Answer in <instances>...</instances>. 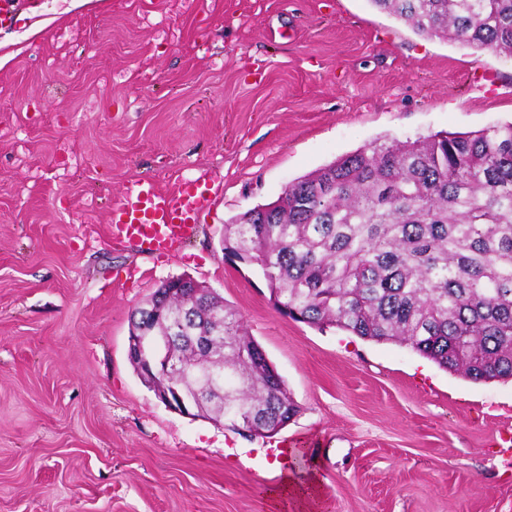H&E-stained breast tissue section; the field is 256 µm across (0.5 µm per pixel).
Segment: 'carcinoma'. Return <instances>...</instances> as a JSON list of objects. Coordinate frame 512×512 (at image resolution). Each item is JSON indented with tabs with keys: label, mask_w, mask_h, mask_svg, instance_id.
<instances>
[{
	"label": "carcinoma",
	"mask_w": 512,
	"mask_h": 512,
	"mask_svg": "<svg viewBox=\"0 0 512 512\" xmlns=\"http://www.w3.org/2000/svg\"><path fill=\"white\" fill-rule=\"evenodd\" d=\"M422 35L512 55V0H370ZM224 261L258 268L276 310L318 328L407 346L474 381L512 380V122L374 143L298 178L225 225ZM184 312L131 322L149 336ZM180 383L205 374L224 420L282 425L284 382L223 298L201 295L172 346Z\"/></svg>",
	"instance_id": "obj_1"
}]
</instances>
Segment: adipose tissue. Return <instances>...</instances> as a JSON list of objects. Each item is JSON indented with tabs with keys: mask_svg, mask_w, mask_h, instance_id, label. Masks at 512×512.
<instances>
[{
	"mask_svg": "<svg viewBox=\"0 0 512 512\" xmlns=\"http://www.w3.org/2000/svg\"><path fill=\"white\" fill-rule=\"evenodd\" d=\"M273 469L279 481L267 495L276 512H322V482L317 470L298 471L288 455L274 461Z\"/></svg>",
	"mask_w": 512,
	"mask_h": 512,
	"instance_id": "obj_1",
	"label": "adipose tissue"
}]
</instances>
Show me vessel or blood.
Instances as JSON below:
<instances>
[{
  "label": "vessel or blood",
  "mask_w": 512,
  "mask_h": 512,
  "mask_svg": "<svg viewBox=\"0 0 512 512\" xmlns=\"http://www.w3.org/2000/svg\"><path fill=\"white\" fill-rule=\"evenodd\" d=\"M209 203V196L192 183L160 192L141 182L113 204L110 234L139 251L162 254L195 238L197 216Z\"/></svg>",
  "instance_id": "obj_1"
}]
</instances>
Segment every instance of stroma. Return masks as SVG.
<instances>
[{
    "label": "stroma",
    "mask_w": 512,
    "mask_h": 512,
    "mask_svg": "<svg viewBox=\"0 0 512 512\" xmlns=\"http://www.w3.org/2000/svg\"><path fill=\"white\" fill-rule=\"evenodd\" d=\"M0 512H273V451L307 447L325 512H512V380L279 314L224 228L374 142L512 121V57L370 0H71L0 24ZM212 194L165 257L112 240L134 182ZM188 276L242 317L299 407L269 436L170 411L129 317Z\"/></svg>",
    "instance_id": "35a3bbf8"
}]
</instances>
